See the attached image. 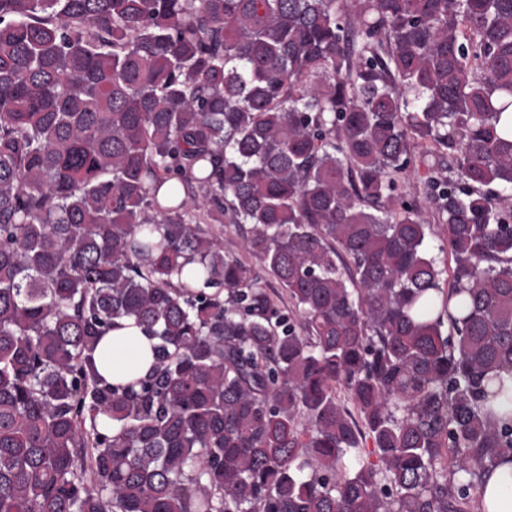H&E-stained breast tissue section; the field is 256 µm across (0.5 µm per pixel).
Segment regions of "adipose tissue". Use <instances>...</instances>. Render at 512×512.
<instances>
[{
	"label": "adipose tissue",
	"instance_id": "ef3b65f1",
	"mask_svg": "<svg viewBox=\"0 0 512 512\" xmlns=\"http://www.w3.org/2000/svg\"><path fill=\"white\" fill-rule=\"evenodd\" d=\"M153 345L134 319H119L95 348L96 369L114 384L145 376L153 365ZM478 494L487 512H512V459H500L484 476Z\"/></svg>",
	"mask_w": 512,
	"mask_h": 512
}]
</instances>
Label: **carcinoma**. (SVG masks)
I'll return each mask as SVG.
<instances>
[{"label": "carcinoma", "mask_w": 512, "mask_h": 512, "mask_svg": "<svg viewBox=\"0 0 512 512\" xmlns=\"http://www.w3.org/2000/svg\"><path fill=\"white\" fill-rule=\"evenodd\" d=\"M511 106L512 0H0V512H480ZM420 204L423 216L429 221V224H433L435 230V234L427 239V249L430 255L438 257L442 266L444 262L448 261V247L443 236L439 234L441 224H437V221L433 219L434 209L432 204H428L423 200H421ZM442 249H444L443 252ZM223 225V234H221V237L224 253L243 260L262 277L260 281L262 287L267 288L271 293L274 292L286 298L285 291L278 282L263 272L259 260L254 255L245 253L242 247V237L237 228L232 226V224H227V222ZM94 351L98 373L113 384L144 377L153 365L155 340L145 335L132 318L115 321Z\"/></svg>", "instance_id": "1"}]
</instances>
